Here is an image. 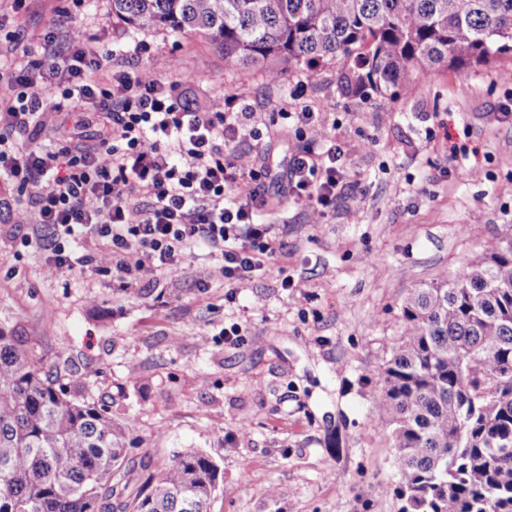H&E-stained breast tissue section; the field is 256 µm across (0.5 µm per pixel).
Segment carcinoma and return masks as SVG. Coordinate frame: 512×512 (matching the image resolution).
I'll return each instance as SVG.
<instances>
[{"label":"carcinoma","mask_w":512,"mask_h":512,"mask_svg":"<svg viewBox=\"0 0 512 512\" xmlns=\"http://www.w3.org/2000/svg\"><path fill=\"white\" fill-rule=\"evenodd\" d=\"M112 17L134 33L201 34L242 73L351 59L357 90L397 93L421 70L512 56V0H112ZM400 328L374 398L398 512H512V239L413 289ZM63 371L0 322V512H209L222 475L208 455L185 448L150 473L129 458L134 426L71 397Z\"/></svg>","instance_id":"carcinoma-1"}]
</instances>
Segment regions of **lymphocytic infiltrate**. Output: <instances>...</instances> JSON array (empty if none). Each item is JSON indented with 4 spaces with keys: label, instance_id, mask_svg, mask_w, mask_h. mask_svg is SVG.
Masks as SVG:
<instances>
[{
    "label": "lymphocytic infiltrate",
    "instance_id": "lymphocytic-infiltrate-1",
    "mask_svg": "<svg viewBox=\"0 0 512 512\" xmlns=\"http://www.w3.org/2000/svg\"><path fill=\"white\" fill-rule=\"evenodd\" d=\"M45 58L0 68V180L18 190L0 210L25 205L36 215L23 243H36L47 265L73 269L106 255L113 281L138 286L144 271L172 269L205 248L234 288L269 271L275 227L253 218L270 201V184L287 188L318 217L343 187L340 150L309 109L285 113L299 139L283 172L235 153L230 145L262 140L253 113L227 95L206 109L187 102L176 82L143 69L115 70L110 54L90 48L78 21L65 37L48 32ZM100 109L85 139L87 104ZM66 111L71 126L48 123ZM109 155L110 166L100 163ZM88 246L73 259L68 244Z\"/></svg>",
    "mask_w": 512,
    "mask_h": 512
}]
</instances>
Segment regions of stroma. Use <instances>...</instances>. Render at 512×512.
I'll return each instance as SVG.
<instances>
[{"label": "stroma", "instance_id": "35a3bbf8", "mask_svg": "<svg viewBox=\"0 0 512 512\" xmlns=\"http://www.w3.org/2000/svg\"><path fill=\"white\" fill-rule=\"evenodd\" d=\"M66 11L94 49L123 36L111 0H28L17 13L0 0L6 30L19 34L15 57L40 58L47 26ZM146 39L144 69L180 82L193 104L236 94L261 124L318 112L344 150L348 189L322 219L289 197L257 211L278 229L282 269L230 300L203 255L142 273L131 293L103 271L55 270L16 238L33 211L1 214L0 320L18 324L44 364L69 362L114 419L135 422L134 458L210 456L223 473L210 512H395L378 374L411 290L512 237V124L500 118L512 59L463 76L427 70L393 96L350 89L339 63L273 82L233 72L200 35ZM284 273L293 288H281ZM234 323L242 340L229 346L220 332Z\"/></svg>", "mask_w": 512, "mask_h": 512}]
</instances>
